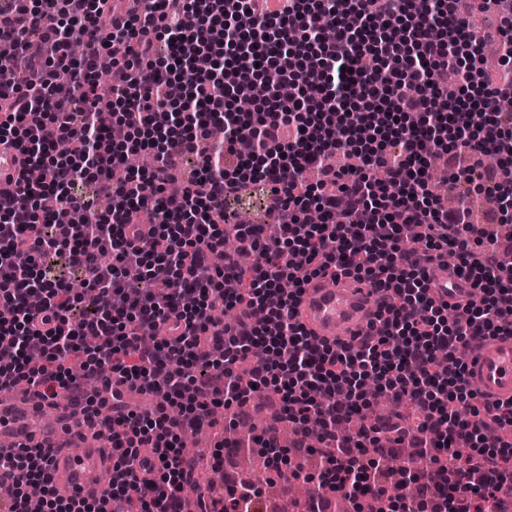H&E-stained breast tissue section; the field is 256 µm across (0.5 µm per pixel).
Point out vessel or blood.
Returning <instances> with one entry per match:
<instances>
[{
  "label": "vessel or blood",
  "mask_w": 512,
  "mask_h": 512,
  "mask_svg": "<svg viewBox=\"0 0 512 512\" xmlns=\"http://www.w3.org/2000/svg\"><path fill=\"white\" fill-rule=\"evenodd\" d=\"M22 169L15 150L0 148V190L13 187ZM430 279L437 302L451 298L464 305L478 298L466 280L440 262L431 264ZM383 303V293L368 283L319 276L304 284L294 317L317 340L341 344L364 333ZM466 363L467 378L475 390L491 401L512 400V336L472 341ZM46 409L34 390L18 386L11 399L0 402V439L16 447H40L60 496L97 497L112 467L110 444L67 409H57L53 425H45Z\"/></svg>",
  "instance_id": "b4317fda"
}]
</instances>
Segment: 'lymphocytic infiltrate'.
Wrapping results in <instances>:
<instances>
[{
  "mask_svg": "<svg viewBox=\"0 0 512 512\" xmlns=\"http://www.w3.org/2000/svg\"><path fill=\"white\" fill-rule=\"evenodd\" d=\"M114 2L0 7V145L44 172L0 193V389L58 386L85 420L105 419L114 448L112 475L91 500L57 496L45 455L0 451V473L16 480L7 512H28L34 493L42 512H111L116 497L130 512H182L193 464L183 435L257 389L291 423L294 450L313 459L318 489L351 500L376 489L371 512H415L433 498L437 512H503L512 446L487 449L486 431L512 425V402L483 400L458 357L473 337L512 335V245L472 223L467 197L512 204V114L497 109L512 80L490 85L480 53L462 50L476 41L478 0H327L310 11L305 0H125L119 11ZM36 23L44 42L30 38ZM327 25L336 34L323 42ZM75 36L91 37L93 51L71 56ZM262 46L297 93L260 121L230 106L253 86ZM479 87L491 95L471 96ZM103 103L127 131L164 129L161 143L141 146L149 171L127 166ZM60 138L73 145L69 161H47ZM433 152L448 163L454 207L432 190ZM188 153L202 164L169 194ZM254 188L270 224L236 222L226 208ZM132 210L149 235L128 223ZM412 235L423 251L401 248ZM228 237L238 251L225 250ZM242 249L260 264L242 266ZM434 255L479 292L448 328L429 294ZM61 256L80 291L56 273ZM328 270L364 274L388 295L356 343H316L292 315L305 277ZM149 324L165 331L150 344ZM105 367L139 394L160 383L165 395L152 410L108 415V399L87 389ZM368 379L418 410L400 435L416 456L392 469L381 427H349L370 415ZM314 418L326 448L308 443ZM144 448L157 456L150 479L134 467ZM198 507L261 512V491L229 485Z\"/></svg>",
  "mask_w": 512,
  "mask_h": 512,
  "instance_id": "1",
  "label": "lymphocytic infiltrate"
}]
</instances>
